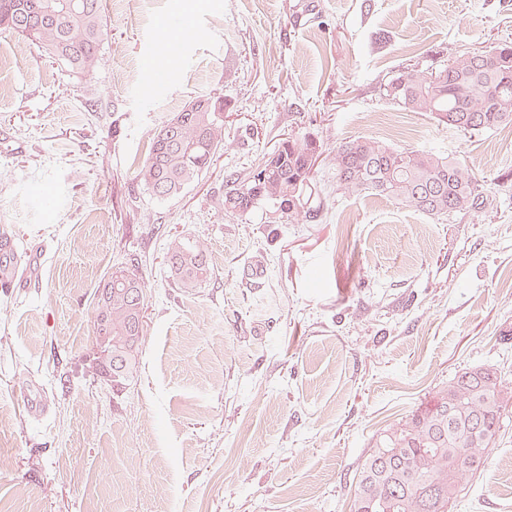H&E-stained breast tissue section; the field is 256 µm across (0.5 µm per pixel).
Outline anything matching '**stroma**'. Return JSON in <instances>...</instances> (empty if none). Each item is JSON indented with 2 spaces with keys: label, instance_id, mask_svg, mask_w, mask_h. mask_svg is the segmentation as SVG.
I'll return each mask as SVG.
<instances>
[{
  "label": "stroma",
  "instance_id": "stroma-1",
  "mask_svg": "<svg viewBox=\"0 0 512 512\" xmlns=\"http://www.w3.org/2000/svg\"><path fill=\"white\" fill-rule=\"evenodd\" d=\"M103 3L88 80L0 32V225L46 251L33 287L0 291V512H351L376 439L432 391L479 365L512 384V125L466 136L382 90L402 64L512 40V0ZM161 38L178 46L164 61ZM208 93L234 145L157 200L134 179L151 137ZM292 131L449 155L488 204L437 221L350 194L316 224L225 220V170ZM178 235L214 269L190 293L166 272ZM136 255L139 365L116 388L95 361L93 294ZM258 260L263 278L244 279ZM462 485L449 512H512V416Z\"/></svg>",
  "mask_w": 512,
  "mask_h": 512
}]
</instances>
